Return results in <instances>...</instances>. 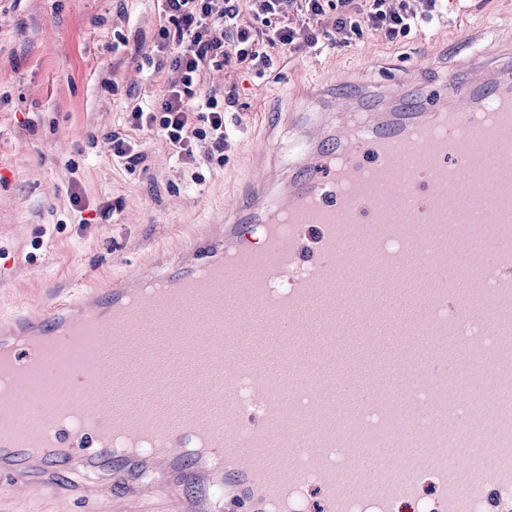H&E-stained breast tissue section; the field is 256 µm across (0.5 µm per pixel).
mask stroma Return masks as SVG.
<instances>
[{
  "label": "stroma",
  "mask_w": 512,
  "mask_h": 512,
  "mask_svg": "<svg viewBox=\"0 0 512 512\" xmlns=\"http://www.w3.org/2000/svg\"><path fill=\"white\" fill-rule=\"evenodd\" d=\"M158 0H0V317L44 306L78 279L100 286L120 260L156 249L209 223L251 172L252 154L294 155L282 92L294 78L330 77L350 66L396 82L420 66L456 68L457 51L489 34L512 35V0L449 8L437 32L393 43L364 32L346 46L275 56L271 69H213L204 85L230 96L232 133L223 163L186 165L151 130L131 131L137 102L160 99L171 74L158 52ZM132 134L146 160L127 170L110 132ZM81 206H73V196ZM95 498L59 501L38 492L0 496V512H99Z\"/></svg>",
  "instance_id": "obj_1"
}]
</instances>
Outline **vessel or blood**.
Wrapping results in <instances>:
<instances>
[{
  "mask_svg": "<svg viewBox=\"0 0 512 512\" xmlns=\"http://www.w3.org/2000/svg\"><path fill=\"white\" fill-rule=\"evenodd\" d=\"M307 102L288 176L247 180L223 223L105 286L0 320V345L22 332L80 347L69 334L78 312L99 322L100 343L120 329L111 392L91 361L62 371L30 347H16L15 361H40L52 385L29 389L31 399L91 410L99 428L124 426L163 450L133 455L55 423L0 446V494L68 500L82 492L69 473L112 470L121 498L159 488L170 512H269L310 483L329 512H395L431 472L442 494L427 512H512V451L483 444L512 430V49L472 46L459 73L360 83L343 96L321 81ZM474 144L506 171L471 194L498 204L452 218L447 199ZM395 168L413 204L403 220L378 215L363 188L343 192L350 177ZM375 226L380 236L348 252ZM409 248L419 260L407 270ZM343 266L358 279L341 284ZM205 275L245 304L216 298L177 326L118 314L132 296L162 297ZM286 277L292 293L271 300L270 283ZM239 444L248 454L229 456ZM350 466L357 476L340 483L337 468ZM463 467L474 480L459 478Z\"/></svg>",
  "mask_w": 512,
  "mask_h": 512,
  "instance_id": "1",
  "label": "vessel or blood"
}]
</instances>
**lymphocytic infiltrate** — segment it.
<instances>
[{"instance_id": "obj_1", "label": "lymphocytic infiltrate", "mask_w": 512, "mask_h": 512, "mask_svg": "<svg viewBox=\"0 0 512 512\" xmlns=\"http://www.w3.org/2000/svg\"><path fill=\"white\" fill-rule=\"evenodd\" d=\"M247 2L256 24H238L240 2ZM292 0L295 20H280L282 0H224L214 10L212 0H161V13L167 18L160 27L161 46L177 43L172 60L173 75L162 98L154 103L135 105L128 115L131 129L160 133L184 161L204 156L223 161L229 146L224 123V102L209 94L202 115H195L190 104L195 89L206 72L230 62L270 66L272 53L314 48L320 44L350 43L363 29L383 33L388 41L430 30L446 17L445 0ZM335 10L332 24H325L328 10ZM202 125H195V118Z\"/></svg>"}]
</instances>
